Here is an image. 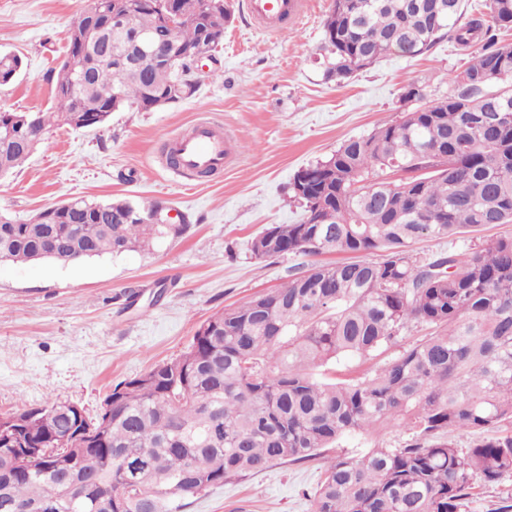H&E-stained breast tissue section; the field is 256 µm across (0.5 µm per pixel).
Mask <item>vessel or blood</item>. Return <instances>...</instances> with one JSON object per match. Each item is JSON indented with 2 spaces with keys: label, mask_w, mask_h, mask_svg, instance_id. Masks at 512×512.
<instances>
[{
  "label": "vessel or blood",
  "mask_w": 512,
  "mask_h": 512,
  "mask_svg": "<svg viewBox=\"0 0 512 512\" xmlns=\"http://www.w3.org/2000/svg\"><path fill=\"white\" fill-rule=\"evenodd\" d=\"M250 19L267 33L278 32L290 19L305 11V0H244ZM174 145L179 153L184 174L210 169L223 170L236 147L225 135L224 127L213 120L196 121L191 131L177 137Z\"/></svg>",
  "instance_id": "b4317fda"
}]
</instances>
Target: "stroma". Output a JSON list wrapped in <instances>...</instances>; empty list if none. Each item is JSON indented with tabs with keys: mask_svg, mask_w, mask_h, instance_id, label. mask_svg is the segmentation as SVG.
<instances>
[{
	"mask_svg": "<svg viewBox=\"0 0 512 512\" xmlns=\"http://www.w3.org/2000/svg\"><path fill=\"white\" fill-rule=\"evenodd\" d=\"M216 63L196 76L197 94L153 111L122 110L104 125L52 128L25 164L0 179V213L24 222L64 200L149 198L168 206L179 232L145 249L81 264L0 263V414L56 402L97 414L117 383L178 358L211 314L280 287L312 256L256 258L250 242L270 224H294L303 210L294 174L343 141L401 116L411 84L445 96L470 50L446 37L417 57L388 55L343 82L327 79L323 23L333 0H308L299 21L270 35L231 0ZM88 0H0V53L21 57L0 86V107L45 112L52 70ZM202 116L223 124L238 146L220 178L188 182L164 164L162 148ZM429 326L403 330L391 345L330 369L341 381L373 374ZM321 461L282 464L188 498L184 512H312Z\"/></svg>",
	"mask_w": 512,
	"mask_h": 512,
	"instance_id": "1",
	"label": "stroma"
}]
</instances>
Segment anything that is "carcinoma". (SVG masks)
I'll return each mask as SVG.
<instances>
[{
    "label": "carcinoma",
    "mask_w": 512,
    "mask_h": 512,
    "mask_svg": "<svg viewBox=\"0 0 512 512\" xmlns=\"http://www.w3.org/2000/svg\"><path fill=\"white\" fill-rule=\"evenodd\" d=\"M333 0L324 23L328 74L343 81L397 47L421 55L445 34L480 45L448 95L344 141L299 171L296 224H270L251 240L257 258L355 254L315 263L286 285L206 319L178 358L116 384L92 417L66 402L0 415V512H183L185 500L273 465L316 460L346 434L399 428V448H366L325 465L314 512H463L472 481L512 473V236L437 257L423 238L455 239L512 223V0H485L488 18L460 22L462 0ZM127 14L163 57L138 75L120 58L124 38L71 26L53 112L0 110V123L37 135L54 126L104 124L192 97L188 51L212 52L232 17L228 0H90ZM172 12L179 28L162 16ZM115 59L98 66L101 43ZM22 62L0 55V85ZM32 150L0 140V178ZM388 170L408 177L389 182ZM75 198L65 211L0 221V263H62L150 246L173 224H153L160 202ZM413 323L437 331L380 372L347 382L315 377L365 358ZM478 435L457 448L451 432Z\"/></svg>",
    "instance_id": "carcinoma-1"
}]
</instances>
